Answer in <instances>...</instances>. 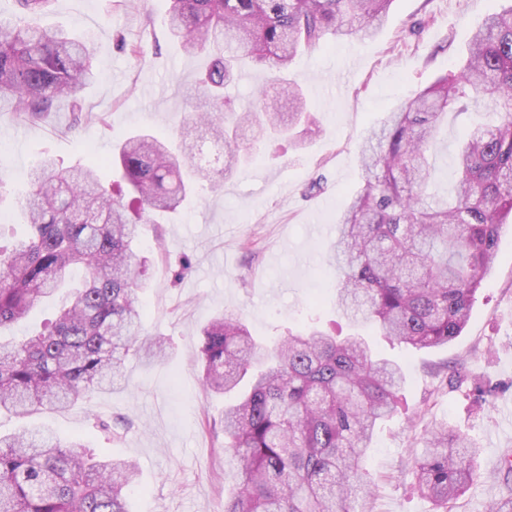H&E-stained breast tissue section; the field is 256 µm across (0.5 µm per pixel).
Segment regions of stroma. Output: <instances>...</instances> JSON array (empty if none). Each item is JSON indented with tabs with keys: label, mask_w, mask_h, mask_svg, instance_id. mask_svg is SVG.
Segmentation results:
<instances>
[{
	"label": "stroma",
	"mask_w": 512,
	"mask_h": 512,
	"mask_svg": "<svg viewBox=\"0 0 512 512\" xmlns=\"http://www.w3.org/2000/svg\"><path fill=\"white\" fill-rule=\"evenodd\" d=\"M507 0H394L387 24L375 36L327 41L290 69L306 92L319 135L303 146L272 153L246 141L250 161L176 212L144 225L141 248L151 263L140 294L143 329L168 343L167 358L127 364V387L98 394L90 411L0 415V432L51 431L85 436L89 447L135 461L128 490L131 512H224V435L206 421L220 417L224 396L206 390L197 363L198 338L227 311L241 315L255 335L279 338L312 320L353 326L336 310L329 244L336 218L359 185V157L368 131L379 126L419 88L454 70L472 33ZM166 0H54L43 24L92 40L98 78L82 92L92 117L77 132L67 110L27 125L0 112V209L13 212L14 232L25 218L17 202L26 175L43 154L63 165L80 149L115 179V144L149 128L178 135L192 103L186 96L207 66L206 55H187L163 24ZM126 41L128 50L117 47ZM141 46L133 54L132 46ZM485 105L449 116L432 147L435 167L428 192L445 195L457 179L454 157L465 128L493 122ZM322 177L319 194L305 186ZM192 271L179 276L182 258ZM373 347L395 359L406 382L396 413L377 429L363 468L372 488L370 512H439L411 486L410 469L425 431L445 423L480 447V477L454 503V512H488L503 488V460L512 455V224L503 225L486 287L470 319L447 345L422 350L372 336ZM127 420L117 439L95 431L92 417Z\"/></svg>",
	"instance_id": "stroma-1"
}]
</instances>
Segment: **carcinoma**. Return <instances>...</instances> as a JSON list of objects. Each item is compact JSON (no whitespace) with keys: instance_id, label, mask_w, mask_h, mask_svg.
I'll list each match as a JSON object with an SVG mask.
<instances>
[{"instance_id":"obj_1","label":"carcinoma","mask_w":512,"mask_h":512,"mask_svg":"<svg viewBox=\"0 0 512 512\" xmlns=\"http://www.w3.org/2000/svg\"><path fill=\"white\" fill-rule=\"evenodd\" d=\"M18 20H0V112L44 122L64 100L69 130L89 113L80 92L94 82V46L40 25L53 0H16ZM394 0H169L166 25L183 50L211 55L195 84L186 130L131 133L115 146L121 180L106 185L100 162L84 152L65 166L44 156L30 169L20 201L26 235L4 244L11 219L0 212V328L45 305L63 286L67 301L43 330L0 343V411L27 416L72 409L125 384L130 358L165 356L144 336L139 291L148 258L137 219L177 210L223 183L196 163L199 131L224 149V174L240 160L246 130L258 141L288 138L310 120L304 93L287 78L295 58L327 37L366 38ZM251 63L272 71L262 111L232 105L224 91ZM482 101L498 116L472 125L456 155L458 181L431 201L430 148L448 113ZM361 183L337 217L330 245L336 305L351 323H369L415 349L461 335L493 265L502 225L512 219V8L489 15L472 34L456 70L439 76L369 132ZM204 385L225 395L224 512H368L362 463L377 424L394 413L400 365L360 334L339 338L315 325L270 344L235 314L202 331ZM476 444L433 431L413 471L418 490L444 512L477 478ZM129 461L97 455L85 439L40 432L0 434V512H130L124 489L137 481Z\"/></svg>"}]
</instances>
